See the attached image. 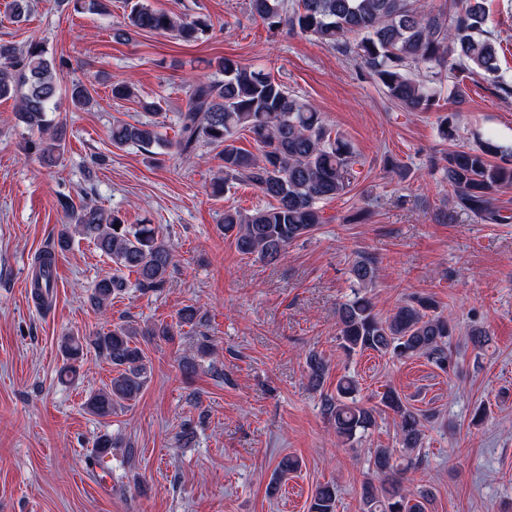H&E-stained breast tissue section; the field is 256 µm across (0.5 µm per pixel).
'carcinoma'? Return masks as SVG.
<instances>
[{"label": "carcinoma", "mask_w": 512, "mask_h": 512, "mask_svg": "<svg viewBox=\"0 0 512 512\" xmlns=\"http://www.w3.org/2000/svg\"><path fill=\"white\" fill-rule=\"evenodd\" d=\"M252 16L276 29L286 23L290 30L311 35L346 56L360 61L374 82L395 104L407 112H429L443 85L441 68L451 66V96L462 101L464 91L459 76L482 74L508 93L512 87L499 74L496 42L484 34L486 9L483 0H452L446 10L417 4V0H298L287 9L285 0H249ZM210 20L196 16L190 20L150 8L136 0L123 16L118 36L132 32H172L178 39L194 42L208 35ZM54 60L41 43L32 41L24 50L9 41H0V97L19 99L16 116L39 137L29 141L28 150L42 163L54 166L64 150L63 123H52L48 113L56 111L61 85L53 75ZM186 108L180 112L175 147L189 157L206 144L220 149L224 176L213 186V193L239 182L257 189L273 203L251 212L224 211V234L234 236L238 251L256 255L268 263L279 261L288 245L309 237L323 223L319 203L348 193L356 176L358 156L345 136L333 131L316 107L261 69L226 57L218 75L185 83ZM70 101L86 107L92 96L86 87L74 84ZM153 121L112 125L115 146L132 145L145 153L161 146ZM241 131L251 133L260 154L235 145ZM506 149L493 140L475 148L450 150L443 158L442 178L454 190L462 208L496 223H505L494 207V195L512 187V163H497L494 158ZM66 218L57 239L49 249L35 257L33 295L44 307L52 301L54 285L51 270L56 253L68 250L74 237L92 242L120 270L135 275V285L149 292L164 287L173 252L168 241L150 224H126L119 214L106 212L89 203L75 202L69 196L58 198ZM354 289L337 312L338 340L347 355L374 351L397 358L425 356L439 369L453 367L450 351L455 324L437 311L430 297L413 296L383 318L375 312L371 299L362 289L373 285L375 264L367 257L352 266ZM127 283L121 276L104 277L96 282L89 303L107 310L114 296ZM172 335L167 325L139 329L121 323L93 336H65L61 352L66 364L60 378L70 380L77 372L75 362L91 346L112 363L116 375L87 402V409L98 417L137 397L147 382L146 356L136 337L166 338ZM311 381L320 385L326 364L317 355L308 357ZM354 382L342 377L336 394L323 399L336 437L355 440L375 422L377 410L359 402ZM382 406L399 421L402 448L412 453L420 447L425 423L430 417L415 411L394 390L386 391ZM121 447L118 438L103 433L94 441L88 464ZM376 479L361 487L365 512H429L432 492L421 486L406 485L408 468L393 462L392 451L377 448L372 455ZM300 462L283 458L275 467L273 485L297 470ZM310 512H336V488L319 485Z\"/></svg>", "instance_id": "obj_1"}]
</instances>
